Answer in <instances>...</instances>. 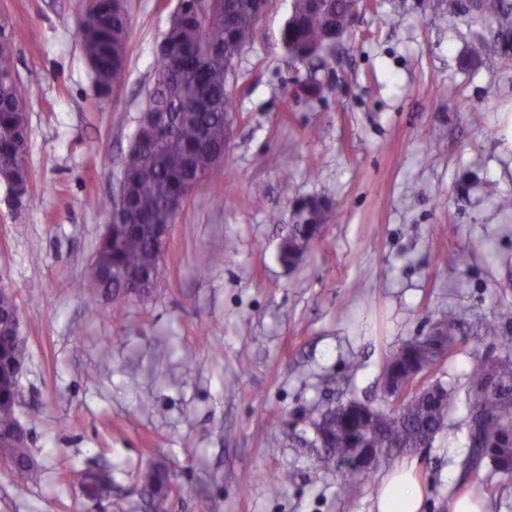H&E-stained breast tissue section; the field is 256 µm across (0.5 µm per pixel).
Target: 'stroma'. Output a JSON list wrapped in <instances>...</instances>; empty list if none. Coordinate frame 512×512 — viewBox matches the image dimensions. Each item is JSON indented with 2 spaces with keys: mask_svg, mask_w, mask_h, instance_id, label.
Masks as SVG:
<instances>
[{
  "mask_svg": "<svg viewBox=\"0 0 512 512\" xmlns=\"http://www.w3.org/2000/svg\"><path fill=\"white\" fill-rule=\"evenodd\" d=\"M455 3L371 0L314 69L280 45L291 0H269L230 84L217 189L177 213L153 303L122 301L116 318L70 283L108 221L176 0H127L126 71L104 101L76 36L82 0H0L23 18L30 178L18 211L0 183V282L19 306L17 417L42 471L23 485L0 466V512H148L137 474L157 461L176 476L171 512H373L381 475L341 502L309 409L384 403L388 351L453 310L461 342L427 378L461 394L411 455L422 512H443L467 448L466 373L474 355L499 354L485 326L512 305V213L487 194L512 197V51L491 38L496 68L471 60L480 26ZM298 77L322 96L296 94ZM304 198L331 218L289 269L278 245ZM458 253L466 263L440 265ZM87 467L111 470L110 500L80 496L73 477Z\"/></svg>",
  "mask_w": 512,
  "mask_h": 512,
  "instance_id": "obj_1",
  "label": "stroma"
}]
</instances>
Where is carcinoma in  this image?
<instances>
[{
	"mask_svg": "<svg viewBox=\"0 0 512 512\" xmlns=\"http://www.w3.org/2000/svg\"><path fill=\"white\" fill-rule=\"evenodd\" d=\"M307 0H292L290 14L280 41L290 58L300 63L320 59L336 50V33L346 34L354 0H322L315 10ZM468 11L490 33L512 40V0H469ZM259 23L256 0H181L180 12L169 24L153 64V86L143 111L157 113L149 126L138 123L124 165L127 178L123 192L127 208L108 227L96 245L94 258L82 279L70 284L77 291H91L106 300L123 296L146 305L152 286L126 289L127 275L150 273L157 266L155 249L159 224L172 223L186 197L198 189L217 190L211 173L222 164L228 136L225 116L233 111L229 90L243 50ZM19 19L0 13V182L10 195H28L29 177L24 161L27 152V112L24 94L10 75L16 55L13 30ZM130 20L125 6L110 0H92L85 6L77 36L87 61L93 66L99 86L117 85L124 73ZM326 208L313 200L300 203L299 222L288 225L280 243L278 259L288 265L303 258L325 223ZM19 313L15 293L0 286V435H9L17 422L20 396L18 366L25 364L24 343L12 331ZM499 324L489 330L506 350L512 336L500 335V325L512 324V308L501 305ZM435 327L448 331L443 344L453 354L461 337L453 313L442 316ZM420 337L414 336L386 355L383 384L411 362L426 363L418 352ZM466 388L471 404L467 423L469 446L460 460L463 484L481 500L485 512H500L502 500L493 483L512 479V356H475L467 374ZM440 400L421 397L398 406L368 409L373 417L349 414L338 406L311 410L310 424L324 423L333 432V446L324 449L320 462L330 467L349 458L354 448H375L370 467L354 464L337 472L339 495L354 499L357 488L373 474L400 456L425 447L446 426L455 406L457 388L434 384ZM4 451L14 460V477L23 483L41 480L39 467L31 464L25 442L10 443ZM150 496L151 512H169L167 487L171 474L155 463L138 475ZM112 473L88 469L82 473L80 493L90 501L112 497Z\"/></svg>",
	"mask_w": 512,
	"mask_h": 512,
	"instance_id": "cac0c4a2",
	"label": "carcinoma"
}]
</instances>
